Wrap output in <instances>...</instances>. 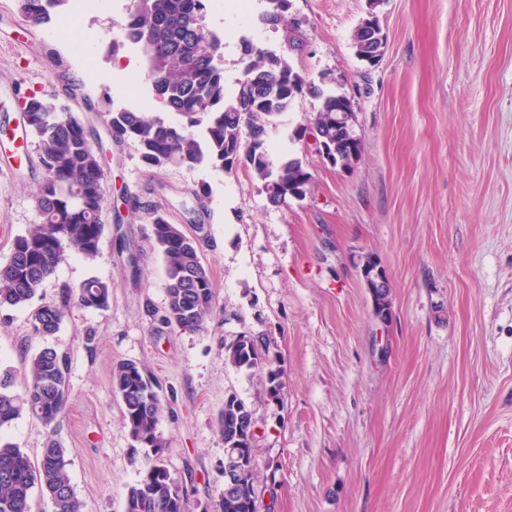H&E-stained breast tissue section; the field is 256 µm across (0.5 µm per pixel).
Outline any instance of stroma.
<instances>
[{
    "instance_id": "35a3bbf8",
    "label": "stroma",
    "mask_w": 512,
    "mask_h": 512,
    "mask_svg": "<svg viewBox=\"0 0 512 512\" xmlns=\"http://www.w3.org/2000/svg\"><path fill=\"white\" fill-rule=\"evenodd\" d=\"M287 21L208 10L234 92L243 46L285 55L309 78L331 73L353 100L362 152L351 170L327 164L315 138H296L319 108L296 99L273 118L272 160L295 157L312 175L302 199L275 207L244 171L146 169L136 144L105 142L106 224L93 262L72 255L31 305L0 311V362L24 351L67 355L68 400L55 428L24 416L6 429L31 462L48 439L72 451L69 477L86 512H123L134 464L112 369L134 361L167 405L160 429L186 512H217L224 440L216 417L234 393L253 409L259 512H512V0H381L386 46L366 66L352 44L368 0H290ZM126 0H99L64 29L30 25L0 0V122L22 97L71 101L103 130L88 102L154 112L143 56L125 38ZM98 34L101 77L74 50ZM131 63L115 73L117 61ZM39 167L0 176V262L35 220ZM164 212L183 230L206 227L200 254L219 306L204 332L166 328V274L150 224ZM376 256L391 286L380 324L361 274ZM111 283L108 309L72 306L55 335L33 331L36 307L89 277ZM266 337L280 400L263 372L224 362V341ZM389 353L380 356L379 345Z\"/></svg>"
}]
</instances>
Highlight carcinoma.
<instances>
[{
    "mask_svg": "<svg viewBox=\"0 0 512 512\" xmlns=\"http://www.w3.org/2000/svg\"><path fill=\"white\" fill-rule=\"evenodd\" d=\"M26 21L34 26L52 21L51 9L68 0H18ZM265 23L284 21L290 0H267ZM209 0H130L126 38L142 48L144 78L164 111L179 116L171 123L159 115L129 108L105 113L104 126L116 143L137 144L140 159L149 169L209 166L228 173L243 166L262 183L269 202L284 205L301 199L312 176L298 158L275 164L265 141L269 119L288 111L296 98L310 96L320 106L310 127L321 156L349 168L362 150L361 140L341 123L336 111V80L323 74L315 83L295 69L288 59L247 43L249 58L237 94L228 99L221 67L222 40L204 24ZM356 55L381 54L379 44L366 43L360 31L352 36ZM27 136L35 140L42 179L35 195L36 219L29 231L17 236L10 256L0 263V309L29 305L41 285L71 254L91 262L100 251L105 230L102 220L106 172L99 152L90 141L85 119L57 99L37 94L24 111ZM248 137H243V129ZM154 242L165 261L167 304L164 323L185 333H200L217 308L211 269L202 261V234L185 233L166 215L151 216ZM375 315H391L389 283L377 289L370 283ZM112 284L88 279L79 287L62 290L58 302L40 306L34 313V331L52 336L73 304L105 310ZM224 361L239 371H267L266 395L279 398L283 389L279 370L266 337H234L224 341ZM68 359L52 347L26 355L22 373L0 367V431L29 415L44 426L54 424L68 398ZM112 390L122 406V418L133 441L143 451L141 479L124 495L123 512H185L181 486L172 477L165 457L167 442L160 431L165 406L160 384L133 361L112 369ZM224 438V498L219 512H258L257 465L254 442L256 418L245 401L234 394L224 398L216 420ZM70 454L55 439H48L38 464L13 442L0 437V512H30L38 491L52 503L53 512H84L68 474Z\"/></svg>",
    "mask_w": 512,
    "mask_h": 512,
    "instance_id": "carcinoma-1",
    "label": "carcinoma"
}]
</instances>
